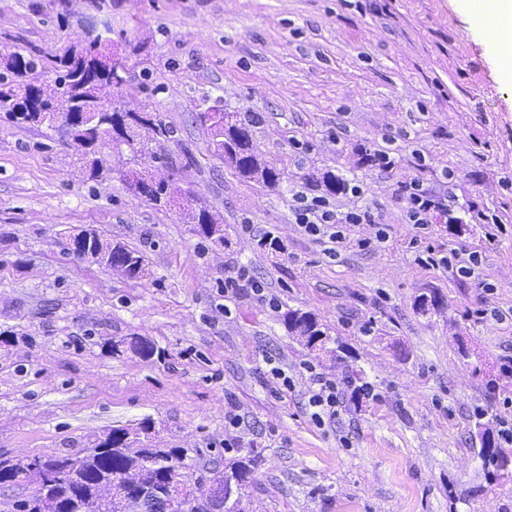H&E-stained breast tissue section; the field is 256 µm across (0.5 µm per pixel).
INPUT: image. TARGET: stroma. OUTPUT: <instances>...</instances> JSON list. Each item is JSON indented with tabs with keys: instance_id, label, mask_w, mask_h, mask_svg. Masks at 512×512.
Listing matches in <instances>:
<instances>
[{
	"instance_id": "1",
	"label": "stroma",
	"mask_w": 512,
	"mask_h": 512,
	"mask_svg": "<svg viewBox=\"0 0 512 512\" xmlns=\"http://www.w3.org/2000/svg\"><path fill=\"white\" fill-rule=\"evenodd\" d=\"M97 14L130 71L112 99L191 147L175 181L224 244L133 194L127 155L101 147L92 181L54 130L0 119V458L74 459L148 419V446L185 449L190 477L251 459L247 512H512V471L480 455L487 430L512 459V376L486 385L512 367V83L460 0H0V54L79 44ZM205 95L258 116L276 185L212 156ZM327 171L356 192L326 193ZM416 185L435 202L424 229ZM316 201L364 214L338 250L297 222ZM77 229L138 250L148 275L71 254ZM451 249L480 254L471 277L416 261ZM242 267L264 295L225 289ZM290 309L333 352L301 345ZM318 375L338 391L321 426ZM207 209H204V213L199 218V221L194 222L193 231L196 235L200 236L204 239H214L220 243H224V229L222 228V224L218 222V220L214 217ZM206 224L211 225V230L206 228ZM283 322L288 331L297 336L300 342H303L310 350L326 351L328 349L327 344L331 338L326 331L322 330L323 327L312 314L299 310H288L283 315ZM314 336L323 337V339L319 344H314Z\"/></svg>"
}]
</instances>
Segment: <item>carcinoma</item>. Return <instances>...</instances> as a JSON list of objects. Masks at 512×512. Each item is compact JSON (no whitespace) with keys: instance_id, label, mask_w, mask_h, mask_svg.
I'll return each instance as SVG.
<instances>
[{"instance_id":"obj_1","label":"carcinoma","mask_w":512,"mask_h":512,"mask_svg":"<svg viewBox=\"0 0 512 512\" xmlns=\"http://www.w3.org/2000/svg\"><path fill=\"white\" fill-rule=\"evenodd\" d=\"M52 72L59 81H66L68 94L75 99L82 111L86 113L82 135L74 141L81 151L88 179L95 180L102 174L97 146L105 140H113V126L126 122L123 138L115 147L131 154H142L143 143L139 138L140 121L143 112H129V120L116 112L102 111L105 100L104 90L112 85V59L102 49L69 47L63 53L41 54L36 51H13L0 58V103L9 104L25 98L35 88L47 90L37 76ZM211 97L204 96L197 105V121L207 127L211 133L213 155L224 157V151L235 153L237 163L230 164L238 174L245 178H254L261 174L262 182L273 185L278 179L276 171L256 159L251 152V127L256 124L255 117L240 118L232 113L223 112L217 118L210 113L218 111V103L210 104ZM11 121L28 128L37 129L42 125L53 127L52 119L45 112L30 109L23 112L4 111ZM169 166L180 172L195 164V156L187 144H181L178 153L168 159ZM146 198L156 206H166L173 199L171 187H159L145 192ZM193 231L203 239L224 242L222 224L204 211L199 221L195 222ZM94 252L100 254L98 264L109 267L113 263L128 265L131 275L145 274L144 257L136 250L120 244H112L101 239L100 235L91 233ZM283 322L289 332L302 339L311 350L325 351L331 338L322 330L315 316L307 312L289 310L283 315ZM123 429L112 430V442L95 452H88L82 457H56L54 462L53 485L51 494L58 501V512H114L113 503L101 500L95 495V484L110 481L130 463L136 461L126 447L120 433ZM480 450L484 463L500 469L507 460L493 451L494 440L491 435L481 436ZM184 449L152 448L141 452V465L149 479L156 480L167 491L170 512H207L209 503L204 497L206 479L199 476L191 480L183 472ZM8 486H24L34 481L29 464L0 459V482Z\"/></svg>"}]
</instances>
